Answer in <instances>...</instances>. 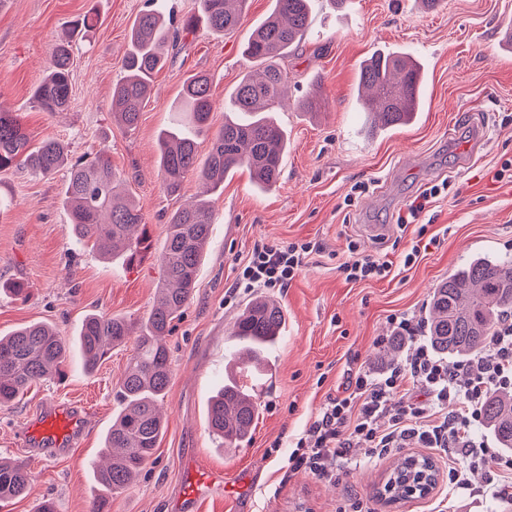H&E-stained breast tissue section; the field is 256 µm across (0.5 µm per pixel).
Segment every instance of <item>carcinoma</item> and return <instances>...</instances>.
<instances>
[{
	"label": "carcinoma",
	"mask_w": 512,
	"mask_h": 512,
	"mask_svg": "<svg viewBox=\"0 0 512 512\" xmlns=\"http://www.w3.org/2000/svg\"><path fill=\"white\" fill-rule=\"evenodd\" d=\"M148 2L133 21L122 76L112 88V115L129 130L137 127L153 77L166 62V45L177 40L180 32L191 31L199 20L222 35L236 30L247 0H199L198 15L187 19L180 30L170 29L163 11L156 7L157 0ZM311 2L275 0L272 14L252 31L244 53L257 69L247 72L234 89L224 107L231 116L213 137L203 161L197 154V139L210 131L214 111L210 79L197 74L186 80L179 108L183 119L159 138L162 181L169 194H178L189 174L197 175L204 193L212 194L239 167L247 168L262 190L276 185L287 149L284 130L269 117L280 105L285 87L278 60L288 55L308 28ZM71 67V41H60L52 51L48 74L33 90L34 101L49 115L69 107ZM359 83L366 91L364 109L373 131L407 125L419 111L423 74L417 61L405 53L374 54L361 66ZM65 166L64 195L76 243L91 246L103 258H120L129 267L142 261L152 249L151 236L141 207L119 200L123 179L109 157L101 152L70 164L62 143L45 139L32 146L21 117L0 106V170L15 167L50 177ZM212 224L214 215L206 200L171 215L159 256L163 278L158 299L145 322L137 325L123 317L89 314L81 323L78 341L89 373L113 349L136 337L135 355L118 384L120 410L105 437L109 453L95 472L105 494L93 500L91 512H109L112 495L131 485L158 447L166 426L159 402L171 379L162 337L193 297ZM508 314H512V257L476 256L433 289L427 337L439 355L468 358L481 350ZM285 323L279 303L266 297L250 300L230 333L238 345V355L230 357L232 367L246 378L256 377L266 355L282 341ZM65 356V339L43 322L0 337V406L12 404L35 384L63 376ZM258 413L253 387L237 380L226 382L211 399L208 428L224 446L237 445L251 435ZM483 420L499 447L511 451L512 392L490 393L483 404ZM436 474L430 460L400 456L385 490L393 502L414 493L424 495L436 483ZM30 481L24 463L0 461V502L21 496Z\"/></svg>",
	"instance_id": "obj_1"
}]
</instances>
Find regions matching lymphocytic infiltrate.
I'll return each instance as SVG.
<instances>
[{
	"mask_svg": "<svg viewBox=\"0 0 512 512\" xmlns=\"http://www.w3.org/2000/svg\"><path fill=\"white\" fill-rule=\"evenodd\" d=\"M314 249L309 242L256 244L237 274L234 292L286 288ZM338 270L346 281L357 282L385 278L391 266L352 243ZM390 325L391 337L408 343L404 362L378 373H350L341 394L327 399L298 438L290 467L333 480L355 457L370 461L416 441L449 458V485L472 490V474L493 466L509 479L483 489V496L511 495L512 454L489 447L478 429L487 395L512 390V318L498 323L480 352L453 364L433 352L413 318L395 315ZM388 338L376 337L374 347H384Z\"/></svg>",
	"mask_w": 512,
	"mask_h": 512,
	"instance_id": "f902f5d3",
	"label": "lymphocytic infiltrate"
}]
</instances>
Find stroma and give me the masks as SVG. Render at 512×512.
<instances>
[{"mask_svg": "<svg viewBox=\"0 0 512 512\" xmlns=\"http://www.w3.org/2000/svg\"><path fill=\"white\" fill-rule=\"evenodd\" d=\"M274 0H248L238 29L218 35L206 26L182 33L151 93L135 130L110 111L112 86L121 76L128 34L146 0H0V106L20 113L33 142L54 138L71 159L106 152L139 203L153 252L133 268L74 245L63 200L65 172L49 178L9 169L0 172V284L20 280L30 296L0 293V336L43 321L72 339L86 314L145 320L161 278L156 259L169 216L197 200L201 184L188 176L179 195L163 188L157 141L176 118L184 81L203 73L211 80L212 131L224 125V103L251 70L243 46L271 13ZM93 12L96 25L73 44L71 103L67 111L42 112L32 98L53 46L73 21ZM512 0H346L342 8L314 0L312 24L280 65L289 97L277 114L288 148L280 179L260 191L246 169L224 180L212 196L215 222L197 288L166 338L171 381L164 398L167 426L158 448L134 483L112 498L111 512H176L185 491L183 463L214 471L253 472L238 496L242 512H336L352 497L375 512H512V501L462 494L448 483V467L436 459L435 488L423 498L390 504L381 497L393 462L385 456L328 483L292 469L288 456L335 396L348 370L390 365L374 337L387 333L389 318H423L436 284L471 258L512 254V180L496 179L512 162ZM378 49L413 54L424 73L420 110L405 127L365 132L358 95L361 62ZM320 86V112L299 109ZM448 181L422 219L435 245L414 265L401 254L417 234L376 240L366 224H392L427 184ZM390 261L381 280L351 283L337 270L349 241ZM313 242L311 254L288 288L269 290L286 312L285 339L265 360L257 392L259 414L249 438L221 447L209 432L207 407L224 379L227 329L248 302H232L240 267L256 243ZM134 351H113L93 373L70 349L63 381L32 387L0 407V457L29 462L20 445L44 401H76L88 410L80 440L61 456L32 468L27 493L4 512H36L53 500L56 512H90L96 495L93 472L119 405L115 387Z\"/></svg>", "mask_w": 512, "mask_h": 512, "instance_id": "stroma-1", "label": "stroma"}]
</instances>
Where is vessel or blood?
I'll return each mask as SVG.
<instances>
[{"mask_svg": "<svg viewBox=\"0 0 512 512\" xmlns=\"http://www.w3.org/2000/svg\"><path fill=\"white\" fill-rule=\"evenodd\" d=\"M86 425L87 416L79 406L49 403L29 426L24 443L35 454L57 455L76 443ZM188 477L193 490L181 499L184 512H201L202 500L213 495L217 489L246 481L245 475L241 473L230 475L221 471H206L195 465L190 467Z\"/></svg>", "mask_w": 512, "mask_h": 512, "instance_id": "vessel-or-blood-1", "label": "vessel or blood"}]
</instances>
